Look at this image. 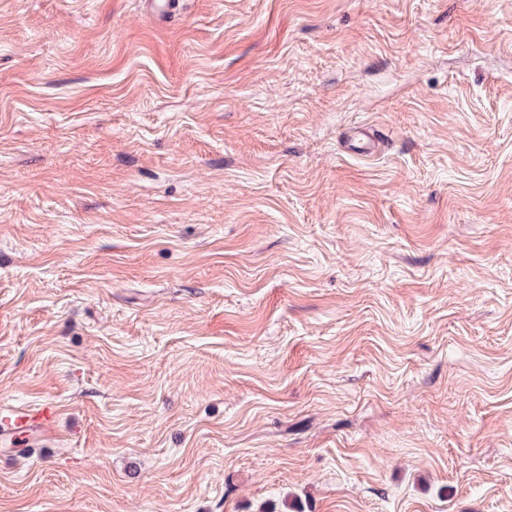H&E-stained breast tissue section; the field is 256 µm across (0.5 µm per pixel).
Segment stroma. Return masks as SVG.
Here are the masks:
<instances>
[{
    "label": "stroma",
    "mask_w": 512,
    "mask_h": 512,
    "mask_svg": "<svg viewBox=\"0 0 512 512\" xmlns=\"http://www.w3.org/2000/svg\"><path fill=\"white\" fill-rule=\"evenodd\" d=\"M0 512H512V0H0ZM56 434V415L51 408L6 409L0 412V441L15 446L43 442Z\"/></svg>",
    "instance_id": "35a3bbf8"
}]
</instances>
